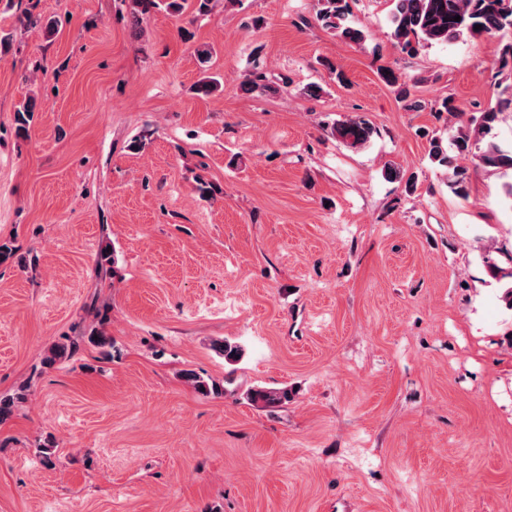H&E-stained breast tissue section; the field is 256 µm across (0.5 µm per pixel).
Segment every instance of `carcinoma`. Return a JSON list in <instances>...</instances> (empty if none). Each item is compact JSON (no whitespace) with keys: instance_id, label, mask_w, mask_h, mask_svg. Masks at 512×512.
I'll return each mask as SVG.
<instances>
[{"instance_id":"cac0c4a2","label":"carcinoma","mask_w":512,"mask_h":512,"mask_svg":"<svg viewBox=\"0 0 512 512\" xmlns=\"http://www.w3.org/2000/svg\"><path fill=\"white\" fill-rule=\"evenodd\" d=\"M187 0H134L135 21L153 9L178 15ZM391 14V39L401 52L414 56L420 50L433 44H445L464 35H504L512 32V0H393ZM316 17L321 27L334 33L342 41L360 44L366 34L352 18L348 0H317ZM460 20H455V17ZM480 29H475V26ZM269 87L266 72L260 68V60H253L251 79L244 89L254 91ZM438 113L456 117L460 125L450 136L449 147H444L439 138L430 140L429 157L432 161L448 168V184L453 192L465 198L468 196L466 169L458 164V159L469 155L485 169L512 170V148L505 149L498 143L486 140L498 120L500 109L490 106L476 114L466 115L464 109L451 98L442 100ZM375 134V128L362 117L338 120L330 126V135L344 145L357 149L368 143ZM90 344L110 354L112 340L103 332H91L87 336L68 337L62 343L53 345L43 358V365L56 364L77 356ZM212 349L227 361L240 357L239 347L227 340H215ZM184 378L195 391L208 396L221 394L223 390L208 383L193 371L184 373ZM292 393L286 389H257L247 394L251 402H261L266 406L280 405L290 401ZM25 400V393L0 395V423L12 417L18 404Z\"/></svg>"}]
</instances>
